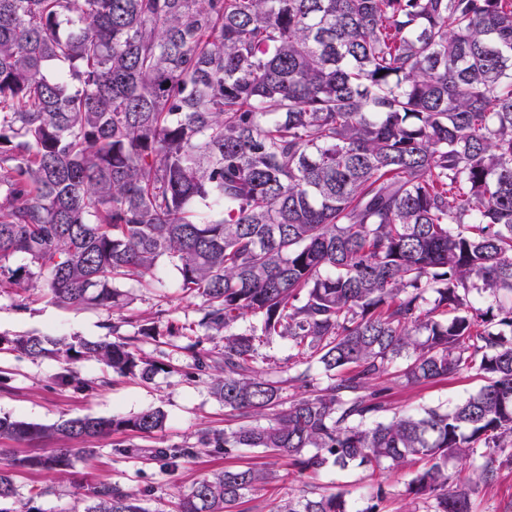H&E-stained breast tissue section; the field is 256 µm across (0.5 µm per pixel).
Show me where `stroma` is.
Wrapping results in <instances>:
<instances>
[{"mask_svg":"<svg viewBox=\"0 0 512 512\" xmlns=\"http://www.w3.org/2000/svg\"><path fill=\"white\" fill-rule=\"evenodd\" d=\"M157 276L154 288L148 290L126 282L123 289L129 303L123 309H71L49 300L43 290V275L26 261L10 260L0 271V416L50 425L70 417L131 416L148 409H159L166 415L165 428L158 438H144L132 432L101 438L98 453L77 459L70 474L49 470L16 472L14 481L22 500L31 502L36 512H77L82 506L81 486L111 482L147 493L145 505L149 512H160L178 491L187 489L195 480L229 468L271 466L278 471V480L244 498L239 505L241 512H273L280 501L305 490L343 492L358 499L379 483L389 491L383 512H426L423 502L412 500L405 493L416 471L412 465L375 472L357 466L345 470L330 467L316 476L301 475L289 471L287 459H272L259 448L243 449L234 457L204 450L172 472L145 460L143 449L159 443L190 445L199 430L230 428L237 423L212 395L209 377L194 373L191 359L178 351L181 337H174L169 345L151 340L143 343L146 357L162 358L167 365L166 370L149 380L137 375H114L94 361L75 363L63 356L33 359L4 346L5 341L24 335L99 340L111 337L116 323L125 335L137 334L147 327L162 334L168 324L199 320L201 300L181 290L177 271L163 264ZM70 369L90 380V387L59 385V376ZM483 383V378L473 371L417 384L406 383L398 373L391 372L377 381L385 389L386 409L381 417L387 420L396 413L429 407L449 409L478 391ZM117 444L131 447V454L114 455L112 448ZM472 512H512V458L503 460L495 479L473 496Z\"/></svg>","mask_w":512,"mask_h":512,"instance_id":"obj_1","label":"stroma"}]
</instances>
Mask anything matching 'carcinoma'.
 <instances>
[{
	"mask_svg": "<svg viewBox=\"0 0 512 512\" xmlns=\"http://www.w3.org/2000/svg\"><path fill=\"white\" fill-rule=\"evenodd\" d=\"M13 258L47 270L64 307L120 310V285H150L162 261L201 298L170 335L244 422L148 449L163 469L206 448H262L301 474L420 462L407 495L470 512L512 457V0H0V268ZM112 335L11 350L162 369L139 347L154 329ZM276 339L281 362L263 353ZM392 369L485 384L379 421L374 381ZM287 385L300 395L271 413ZM165 423L160 409L0 416V439L84 443L0 464V512H35L15 471L67 472L99 438ZM476 454L468 485L448 487V463ZM274 479L217 473L177 512H235ZM386 499L380 483L362 503L312 492L279 512ZM85 502L149 512L111 483Z\"/></svg>",
	"mask_w": 512,
	"mask_h": 512,
	"instance_id": "cac0c4a2",
	"label": "carcinoma"
}]
</instances>
